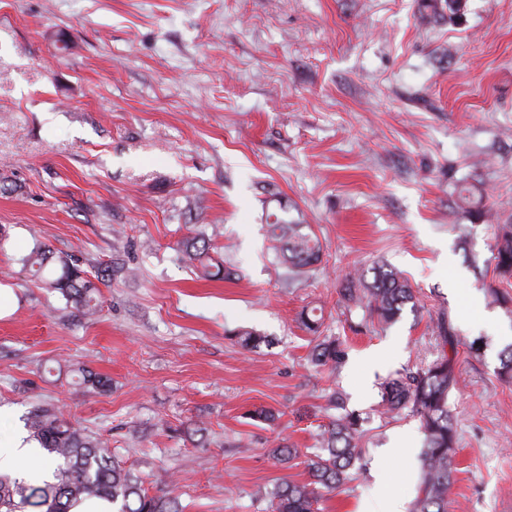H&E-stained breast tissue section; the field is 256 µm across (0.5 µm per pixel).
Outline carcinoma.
Instances as JSON below:
<instances>
[{"mask_svg":"<svg viewBox=\"0 0 512 512\" xmlns=\"http://www.w3.org/2000/svg\"><path fill=\"white\" fill-rule=\"evenodd\" d=\"M483 190L474 185L458 189L455 213L464 217L484 215ZM489 262L503 278H512V222L496 224ZM266 234L273 242L279 265L288 278L304 276L321 261L323 245L302 225L291 224L277 214L266 218ZM211 239L194 230L179 245L180 259L197 277L209 279L223 272L213 262ZM32 276L42 287L56 291L68 304L91 317L100 307V289L64 256H57L39 245L24 258ZM340 300L348 309L363 308L381 326L395 322L415 294L407 278L382 264L376 266L373 280L348 278L339 289ZM323 315L316 309L300 314L302 326L314 336L309 353L316 367H334L345 356L343 344L334 337L320 335ZM441 349L436 358L416 369L398 371L381 384L379 406L389 418L405 413L415 416L425 436L420 460V482L412 512H452L454 499L457 434L448 396L459 382L454 357L446 346H455L453 326L441 314L435 322ZM245 349L258 347L266 339L254 331L232 332ZM499 376L512 382V344L499 355ZM79 384L95 391L110 388L108 379L81 367ZM335 416L319 435V448L306 460L308 478L302 482L284 481L273 489L258 487L253 496L267 503L268 512H319V502L349 482L360 459L365 418L347 409L331 395ZM32 438L46 451L52 466V481L31 485L10 474L0 473V512H70L74 502L98 498L112 502L113 512H181L172 491L150 495L140 475L127 468L112 453L100 435L77 426L55 406H42L27 419Z\"/></svg>","mask_w":512,"mask_h":512,"instance_id":"1","label":"carcinoma"}]
</instances>
